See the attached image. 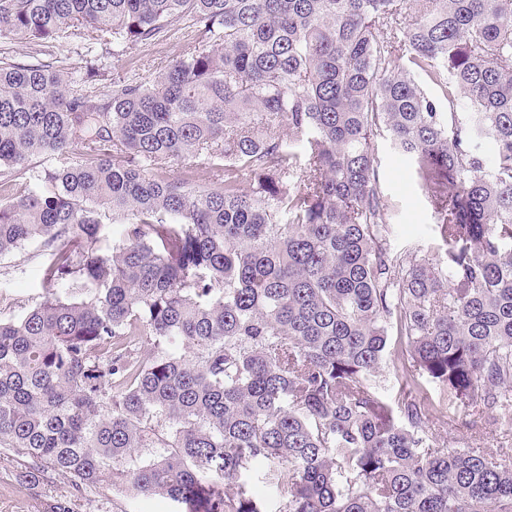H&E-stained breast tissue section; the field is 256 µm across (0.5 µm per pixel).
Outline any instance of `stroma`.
<instances>
[{"instance_id":"1","label":"stroma","mask_w":512,"mask_h":512,"mask_svg":"<svg viewBox=\"0 0 512 512\" xmlns=\"http://www.w3.org/2000/svg\"><path fill=\"white\" fill-rule=\"evenodd\" d=\"M180 38L173 37L139 45L106 60L110 76L134 75L148 80L162 71L179 53ZM381 191L392 205L388 243L397 251L430 249L434 244V215L425 196L423 181L410 161L394 146L389 136L375 138ZM42 261L40 244L25 243L20 249L0 256V318H16L39 301L43 290L36 278ZM17 458L0 450V512H50L52 504L65 501L71 512H172L162 498H144L125 488L103 486L75 492L59 480L36 483L20 481Z\"/></svg>"}]
</instances>
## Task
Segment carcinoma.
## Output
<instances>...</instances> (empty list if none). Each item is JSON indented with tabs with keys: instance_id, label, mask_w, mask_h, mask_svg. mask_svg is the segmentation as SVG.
Here are the masks:
<instances>
[{
	"instance_id": "cac0c4a2",
	"label": "carcinoma",
	"mask_w": 512,
	"mask_h": 512,
	"mask_svg": "<svg viewBox=\"0 0 512 512\" xmlns=\"http://www.w3.org/2000/svg\"><path fill=\"white\" fill-rule=\"evenodd\" d=\"M416 2L0 0V40L40 49L192 29L103 93L0 57V256L47 255L0 319L24 478L176 512H512V0ZM385 133L425 181L423 255L387 244ZM449 414L505 461L439 443Z\"/></svg>"
}]
</instances>
